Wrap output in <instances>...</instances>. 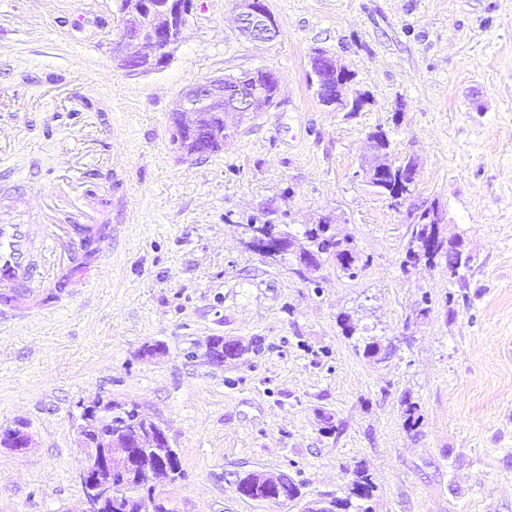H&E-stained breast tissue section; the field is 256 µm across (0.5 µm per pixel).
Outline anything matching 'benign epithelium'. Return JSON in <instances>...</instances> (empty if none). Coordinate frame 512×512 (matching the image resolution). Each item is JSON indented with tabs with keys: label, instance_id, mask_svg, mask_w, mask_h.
Returning a JSON list of instances; mask_svg holds the SVG:
<instances>
[{
	"label": "benign epithelium",
	"instance_id": "obj_1",
	"mask_svg": "<svg viewBox=\"0 0 512 512\" xmlns=\"http://www.w3.org/2000/svg\"><path fill=\"white\" fill-rule=\"evenodd\" d=\"M261 0H240L238 30L240 34L255 43H267L279 35V28L273 15L261 7ZM193 0H166L163 5H155L151 0H131L127 11L138 21H143V13H148L151 22L142 28L128 33L121 31L115 42V53L120 65L132 74L146 73L166 65L167 56L181 39L183 30L191 14ZM323 64L328 77V90L336 109L359 112L368 104V97L359 94L350 96L353 73L338 65L336 59L323 53ZM261 97L257 89H243L235 81L214 78L202 81L186 90L179 104V111L193 115L188 125L195 126L199 113L211 106L222 105L227 111L244 120L258 112L257 104ZM386 134L378 131L369 135L370 157L361 167L366 182L376 190L385 188L386 173L394 167L384 164L379 139ZM417 161L406 159L399 172V181L404 190L390 196L398 201L412 192L416 183ZM244 244L267 257L283 253L287 244L276 233L265 230L256 224L242 225ZM112 404V399H98L82 405L80 423L76 428L78 447L86 457V464L80 476L81 482L89 487V495L84 497L77 512H101L103 501L112 496V489L129 482L163 473L176 466L175 460H164L149 470L143 467L148 445L168 441L163 426L151 419H144L142 425L128 429L113 415L101 419L102 410ZM0 446L15 453L23 454L33 448V439L20 425L7 426L0 430Z\"/></svg>",
	"mask_w": 512,
	"mask_h": 512
}]
</instances>
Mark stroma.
Masks as SVG:
<instances>
[{
    "label": "stroma",
    "instance_id": "1",
    "mask_svg": "<svg viewBox=\"0 0 512 512\" xmlns=\"http://www.w3.org/2000/svg\"><path fill=\"white\" fill-rule=\"evenodd\" d=\"M280 34L237 31L236 0H194L170 63L131 74L113 51L120 0H0V186L43 221L41 195L64 175L90 117L112 135L109 203L130 202L120 254L86 294L0 331V426L33 448L0 447V512H74L85 458L74 427L95 397L162 423L183 475L155 481L175 512H303L342 495L357 466L370 512H512V0H266ZM367 94L333 111L310 80L314 49ZM268 68L272 107L223 151L187 157L171 142L182 93L204 79ZM84 71L98 113L48 91ZM388 159L418 161L392 201L358 171L368 136ZM438 206L472 258L405 266L412 214ZM349 240L358 271L333 259L298 269L240 240L250 221L284 224L296 244L322 218ZM350 316L353 333L343 329ZM245 345L224 364L188 358L209 338ZM386 349L366 357V342ZM160 343L163 354L142 355ZM423 415L403 425V397ZM244 470L287 473L299 499L241 496ZM0 446L9 448L15 453L23 454L33 448V439L28 431L21 425L1 428Z\"/></svg>",
    "mask_w": 512,
    "mask_h": 512
}]
</instances>
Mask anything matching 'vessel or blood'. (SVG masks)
<instances>
[{"instance_id":"1","label":"vessel or blood","mask_w":512,"mask_h":512,"mask_svg":"<svg viewBox=\"0 0 512 512\" xmlns=\"http://www.w3.org/2000/svg\"><path fill=\"white\" fill-rule=\"evenodd\" d=\"M108 259L118 241L112 230L73 214L65 224H32L9 201L0 202V327L29 321L43 312L49 292L59 300L83 293L95 281L92 270L78 278L68 271L81 260L87 244Z\"/></svg>"}]
</instances>
